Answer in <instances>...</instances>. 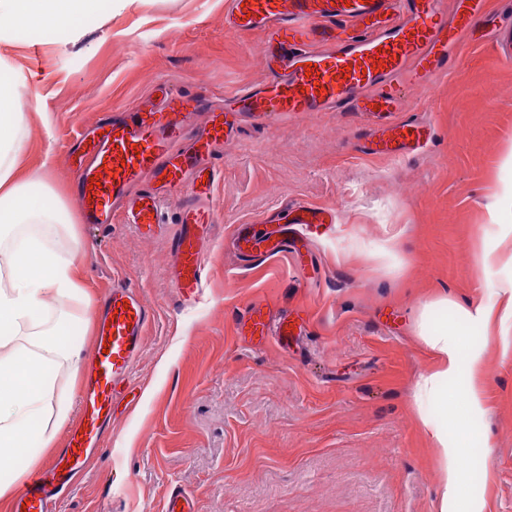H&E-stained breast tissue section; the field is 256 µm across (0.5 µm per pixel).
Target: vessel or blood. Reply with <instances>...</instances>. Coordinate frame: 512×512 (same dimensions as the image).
I'll return each mask as SVG.
<instances>
[{
    "instance_id": "b4317fda",
    "label": "vessel or blood",
    "mask_w": 512,
    "mask_h": 512,
    "mask_svg": "<svg viewBox=\"0 0 512 512\" xmlns=\"http://www.w3.org/2000/svg\"><path fill=\"white\" fill-rule=\"evenodd\" d=\"M224 26L263 35L260 54L267 72L260 85L224 99L222 110L195 130L185 123L201 98L159 84L150 106H136L129 118L102 124L88 145L92 159L77 169L78 197L86 223L108 224L114 212L129 223L152 229L161 222L165 195L192 197L181 211L183 231L174 241L178 271L174 286L185 296L203 286L205 256L200 232L216 214L205 206L218 172L210 158L234 133L240 118L257 122L284 115L299 118L316 112H367L391 115L368 147L369 152L398 156L423 148L431 138L428 123L397 119L403 111V87L421 85L446 72L448 52L478 30L492 33V48L512 54V19L486 9V0H227ZM159 187L133 193L144 175ZM283 223L259 233L238 227L233 244L239 251L273 256L295 243L307 224H332L334 212L297 203L287 207ZM150 310L141 295L113 289L96 323L95 349L79 394V418L67 445L51 459L14 500L12 512H52L62 488L82 471L98 448L112 416L113 398H127ZM263 307L250 311L251 335L285 336L288 322L271 326Z\"/></svg>"
}]
</instances>
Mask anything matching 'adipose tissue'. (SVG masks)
Wrapping results in <instances>:
<instances>
[{"label":"adipose tissue","mask_w":512,"mask_h":512,"mask_svg":"<svg viewBox=\"0 0 512 512\" xmlns=\"http://www.w3.org/2000/svg\"><path fill=\"white\" fill-rule=\"evenodd\" d=\"M98 0H0V40L18 28L77 27L94 13ZM0 453H18L28 444L50 448L72 413V402L56 390L61 370L78 374L82 349L69 342L68 326L90 321L89 302L81 301L83 266L78 249L62 247L77 240L60 192L48 187L46 173L22 174L17 156L24 141L23 116L38 109V96L26 77L0 55ZM498 306H458V323L441 325L425 339L434 369L414 386L419 422L429 437L441 473L439 512H452L463 484L462 460L470 448L465 417L482 413L485 394L478 378L482 353L465 348L460 326L488 323L492 316L512 320V283L498 293ZM467 376L462 399H454L442 381ZM436 403L441 419L425 411Z\"/></svg>","instance_id":"1"}]
</instances>
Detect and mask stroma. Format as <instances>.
<instances>
[{
  "label": "stroma",
  "instance_id": "1",
  "mask_svg": "<svg viewBox=\"0 0 512 512\" xmlns=\"http://www.w3.org/2000/svg\"><path fill=\"white\" fill-rule=\"evenodd\" d=\"M226 0H102L80 30H16L0 42L39 96L28 113L19 166L49 162L64 200L73 189L80 133L147 103L157 83L219 102L262 83L261 32L224 29ZM427 122L423 150L375 156L379 126L361 112H323L263 124L245 119L219 154L209 197L204 286H173V242L183 202L162 207L142 233L115 216L79 223L82 288L101 307L113 286L137 290L152 310L132 385L134 410L116 405L103 440L58 512H164L173 491L194 512H438L440 475L413 403L431 368L424 338L455 322L454 304H492L512 265L481 262L512 215L501 192L512 170V62L480 36L429 85L404 90ZM332 210L291 252L241 256L239 225H261L288 202ZM397 248L378 253L388 240ZM297 320L298 333L257 340L244 328L254 306ZM483 352L485 410L466 421L473 448L458 512H512V327L461 331ZM490 435V454L480 449Z\"/></svg>",
  "mask_w": 512,
  "mask_h": 512
}]
</instances>
